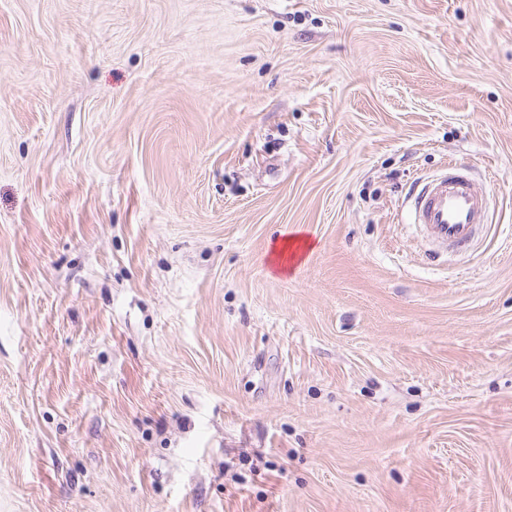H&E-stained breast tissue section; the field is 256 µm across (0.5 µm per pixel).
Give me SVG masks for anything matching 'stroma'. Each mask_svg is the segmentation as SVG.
Here are the masks:
<instances>
[{
    "label": "stroma",
    "mask_w": 512,
    "mask_h": 512,
    "mask_svg": "<svg viewBox=\"0 0 512 512\" xmlns=\"http://www.w3.org/2000/svg\"><path fill=\"white\" fill-rule=\"evenodd\" d=\"M0 512H512V0H0ZM409 194V223L422 226L439 245L464 248L476 226L487 223L484 192L452 167L426 182L414 184Z\"/></svg>",
    "instance_id": "stroma-1"
}]
</instances>
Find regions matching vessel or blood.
<instances>
[{
  "mask_svg": "<svg viewBox=\"0 0 512 512\" xmlns=\"http://www.w3.org/2000/svg\"><path fill=\"white\" fill-rule=\"evenodd\" d=\"M411 223L439 245L466 247L477 225L486 223L485 200L473 180L453 169L410 190Z\"/></svg>",
  "mask_w": 512,
  "mask_h": 512,
  "instance_id": "b4317fda",
  "label": "vessel or blood"
}]
</instances>
